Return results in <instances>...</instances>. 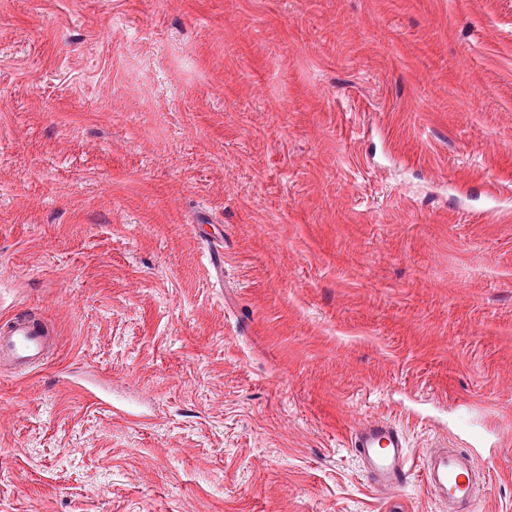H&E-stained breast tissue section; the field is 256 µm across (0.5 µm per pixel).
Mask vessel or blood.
Masks as SVG:
<instances>
[{"instance_id":"1","label":"vessel or blood","mask_w":512,"mask_h":512,"mask_svg":"<svg viewBox=\"0 0 512 512\" xmlns=\"http://www.w3.org/2000/svg\"><path fill=\"white\" fill-rule=\"evenodd\" d=\"M52 330L36 331L28 321L12 319L0 328V358L29 368L48 357ZM351 446L367 475L371 489L380 495L398 490L412 472L403 434L390 422L373 418L353 432ZM424 480L443 512H469L477 495L475 465L466 453L438 448L423 457Z\"/></svg>"}]
</instances>
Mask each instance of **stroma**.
<instances>
[{
    "instance_id": "obj_1",
    "label": "stroma",
    "mask_w": 512,
    "mask_h": 512,
    "mask_svg": "<svg viewBox=\"0 0 512 512\" xmlns=\"http://www.w3.org/2000/svg\"><path fill=\"white\" fill-rule=\"evenodd\" d=\"M479 97L471 110V97ZM0 512H512V0H0ZM38 332L27 320L12 319L6 329L0 328V358L16 366L30 368L48 357L53 331L42 324ZM351 446L377 494L395 492L412 472L403 434L385 419L362 422L352 434ZM423 471L425 483L443 511L469 512L478 486L471 456L448 448L429 450L423 456Z\"/></svg>"
}]
</instances>
